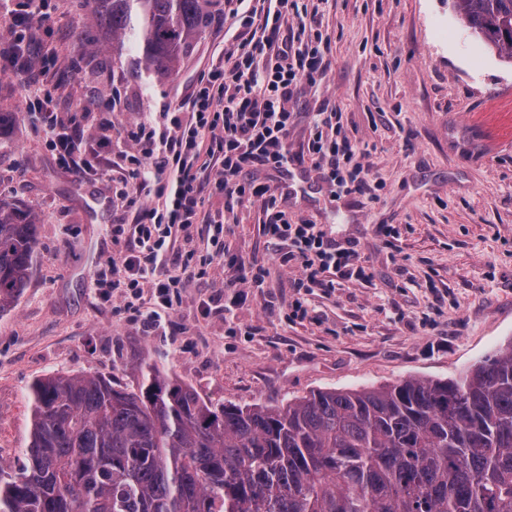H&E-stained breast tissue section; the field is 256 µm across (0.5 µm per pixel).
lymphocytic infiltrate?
<instances>
[{
    "instance_id": "1",
    "label": "lymphocytic infiltrate",
    "mask_w": 512,
    "mask_h": 512,
    "mask_svg": "<svg viewBox=\"0 0 512 512\" xmlns=\"http://www.w3.org/2000/svg\"><path fill=\"white\" fill-rule=\"evenodd\" d=\"M233 18L236 50L202 70L178 106L162 107L127 131L118 196L132 220L112 227L113 241L126 250L106 260L94 283L103 297L119 296L130 318L151 333L165 331L189 283L188 258L175 241H192L200 224L222 235L225 211L246 200L261 204L264 235L285 246L278 265L299 269L292 288H332L370 278L353 247L336 245L316 224L291 220L281 196L256 176L308 159L334 198H377L364 163L367 151L344 134L338 107L313 113L309 139L298 151L289 147L301 94L322 81L330 66L315 13L300 0H254ZM8 30L0 71L14 73L27 68V46L42 34L27 15L13 16ZM46 120L49 147L67 168H85L91 142L110 137L106 126L86 133L84 121L73 115L49 111ZM211 188L223 192V210L207 209Z\"/></svg>"
}]
</instances>
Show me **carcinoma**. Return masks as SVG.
<instances>
[{
  "label": "carcinoma",
  "instance_id": "cac0c4a2",
  "mask_svg": "<svg viewBox=\"0 0 512 512\" xmlns=\"http://www.w3.org/2000/svg\"><path fill=\"white\" fill-rule=\"evenodd\" d=\"M135 81L173 74L221 0H90ZM512 64V0H454ZM33 217L0 199V311L25 288ZM134 388L47 375L28 394V465L0 512H512V345L459 377L215 406L156 362Z\"/></svg>",
  "mask_w": 512,
  "mask_h": 512
}]
</instances>
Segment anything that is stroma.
Masks as SVG:
<instances>
[{"label":"stroma","mask_w":512,"mask_h":512,"mask_svg":"<svg viewBox=\"0 0 512 512\" xmlns=\"http://www.w3.org/2000/svg\"><path fill=\"white\" fill-rule=\"evenodd\" d=\"M317 20L331 66L307 89L288 143L309 135L307 113L337 105L350 138L371 144L365 162L379 197L333 199L305 168V191L285 196L291 216L354 245L369 282L313 288L311 316L291 319L292 271L274 261L260 203L228 215L222 257L206 225L190 245L194 278L165 335L153 336L104 300L96 269L122 247L124 220L111 175L56 160L27 107L24 77L0 73V198L31 213L37 251L23 294L0 312V468L25 458L27 394L51 373L96 372L132 387L141 363L161 362L213 404L279 405L319 389L448 379L512 343V65L463 26L452 0H327ZM42 25L66 79L56 110L112 127L96 151L124 148L130 123L176 104L199 70L237 46L231 17L203 29L176 72L132 81L111 39L80 0H51ZM380 224L396 234L383 240ZM265 269L263 288H229L238 265ZM250 335H237V328Z\"/></svg>","instance_id":"35a3bbf8"}]
</instances>
